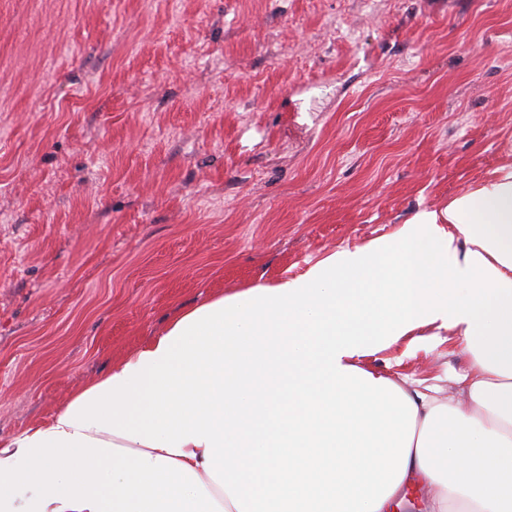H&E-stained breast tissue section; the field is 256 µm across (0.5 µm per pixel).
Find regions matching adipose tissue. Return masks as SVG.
Wrapping results in <instances>:
<instances>
[{
  "instance_id": "obj_1",
  "label": "adipose tissue",
  "mask_w": 512,
  "mask_h": 512,
  "mask_svg": "<svg viewBox=\"0 0 512 512\" xmlns=\"http://www.w3.org/2000/svg\"><path fill=\"white\" fill-rule=\"evenodd\" d=\"M434 326L432 396L361 362ZM512 512V163L396 234L221 295L0 444V512Z\"/></svg>"
}]
</instances>
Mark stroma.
<instances>
[{"label":"stroma","mask_w":512,"mask_h":512,"mask_svg":"<svg viewBox=\"0 0 512 512\" xmlns=\"http://www.w3.org/2000/svg\"><path fill=\"white\" fill-rule=\"evenodd\" d=\"M507 159L512 0H0V442ZM419 335L366 366L464 368Z\"/></svg>","instance_id":"35a3bbf8"}]
</instances>
